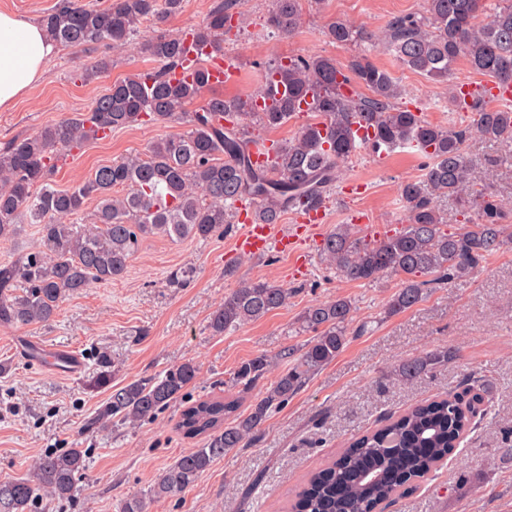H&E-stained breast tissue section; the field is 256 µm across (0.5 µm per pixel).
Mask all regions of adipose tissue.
I'll use <instances>...</instances> for the list:
<instances>
[{
    "label": "adipose tissue",
    "instance_id": "adipose-tissue-1",
    "mask_svg": "<svg viewBox=\"0 0 512 512\" xmlns=\"http://www.w3.org/2000/svg\"><path fill=\"white\" fill-rule=\"evenodd\" d=\"M57 46L43 27L0 11V108H8L42 78Z\"/></svg>",
    "mask_w": 512,
    "mask_h": 512
}]
</instances>
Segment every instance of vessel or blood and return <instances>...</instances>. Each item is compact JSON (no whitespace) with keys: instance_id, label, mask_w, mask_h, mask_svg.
Segmentation results:
<instances>
[{"instance_id":"vessel-or-blood-1","label":"vessel or blood","mask_w":512,"mask_h":512,"mask_svg":"<svg viewBox=\"0 0 512 512\" xmlns=\"http://www.w3.org/2000/svg\"><path fill=\"white\" fill-rule=\"evenodd\" d=\"M208 68L211 84L216 88L233 84L238 76L235 61L228 56L211 58ZM325 218L326 211L321 207L303 212L300 223L293 225L265 224L255 217H248L235 239V251L242 256H256L273 247L288 257L299 258L315 238ZM46 367L60 375L74 376L82 370L83 363L70 349L60 347L47 355Z\"/></svg>"}]
</instances>
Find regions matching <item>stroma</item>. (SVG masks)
<instances>
[{
    "label": "stroma",
    "instance_id": "obj_1",
    "mask_svg": "<svg viewBox=\"0 0 512 512\" xmlns=\"http://www.w3.org/2000/svg\"><path fill=\"white\" fill-rule=\"evenodd\" d=\"M424 7L425 0H303L300 27L283 39L264 26L270 0H241L243 23L224 48L237 60L239 78L222 93H252L261 83L260 63L274 55H326L347 65L352 51L327 37L331 21L380 31L393 17ZM98 57L95 51L60 49L36 87L0 111V144L88 111L114 82L153 66L143 53L114 52L97 79L78 80V69ZM371 57L397 77L404 90L400 107L444 127L469 123L446 93L451 84H484L466 57L457 59L444 84L403 67L386 51L372 50ZM186 129L183 122L135 126L87 142L60 163L54 183L70 188L99 166L144 154L157 138ZM422 166L410 149L383 157L361 150L342 166L327 202L325 231L359 214L365 217L357 226L361 234L380 238L398 231L405 222L401 186L419 178ZM240 231L233 224L205 241L146 238L122 278L66 298L48 324L0 326V363L8 367L0 374V480L30 476L44 454L81 448L89 468L74 496L44 499L40 512H121L127 498L146 492L164 468L199 446V439L174 428L184 406L226 395L245 360L303 346L307 338L296 332L302 310L345 297L353 305L350 340L336 360L275 411L247 446L228 452L191 490L155 501L148 512H286L301 479L336 458L352 439L473 376L486 385L482 423L433 479L415 482L384 512H512V461L500 454L512 443V243L488 255L470 278L437 286L414 307L390 316L386 305L401 286L399 277L373 283L336 277L315 245L303 269L271 249L245 257L233 275H225ZM255 279L291 290L287 305L212 335L209 316L225 293ZM365 324L370 331L363 335L359 329ZM57 347L82 354L79 375L59 377L44 368L43 353ZM447 348L456 352L454 362L412 382L395 376L402 361ZM188 359L198 367L196 380L153 420L91 428L113 386L164 373Z\"/></svg>",
    "mask_w": 512,
    "mask_h": 512
}]
</instances>
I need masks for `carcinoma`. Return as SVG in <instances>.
I'll return each mask as SVG.
<instances>
[{
    "label": "carcinoma",
    "mask_w": 512,
    "mask_h": 512,
    "mask_svg": "<svg viewBox=\"0 0 512 512\" xmlns=\"http://www.w3.org/2000/svg\"><path fill=\"white\" fill-rule=\"evenodd\" d=\"M237 2L222 0L183 35L158 31L141 39L140 51L156 68L113 83L88 111L17 135L0 148V245L13 240L23 224L36 225L38 232L35 246L0 266V326L50 321L65 297L122 276L149 236L204 240L224 233V225L235 222L239 201H251L266 224L281 223L289 212L319 207L327 202L340 166L363 148H413L425 159L421 176L402 187L407 219L399 231L369 239L342 224L320 249L327 267L349 281L403 277L387 315L418 304L433 282L470 276L503 244L501 221L509 204L477 185L475 164L462 144L473 134L511 141L512 108L487 106L479 90L472 93L470 105L455 86L448 99L471 113L470 124H432L396 106L398 81L361 52L345 69L322 55L275 56L265 63L259 88L244 97H205L211 87L204 54L198 55L189 79L173 80L171 73L187 68V42L224 52ZM301 2L272 0L267 24L278 36L289 37L299 28ZM181 7L182 0H113L102 9L83 0H57L41 25L61 47L115 50L139 36L143 23H162ZM483 10L484 0H425L423 12L388 23L383 47L405 68L435 81L448 80L464 55L488 80L512 82V0H501L498 10L481 22ZM327 35L345 48L374 40L367 30L341 20L329 24ZM109 65V56L103 55L81 67V77L88 82ZM358 86L370 95L357 94ZM192 104L196 108L190 111ZM305 110L316 121L280 143L267 166L253 165L254 148L265 142L256 132L277 129ZM359 119L373 126L372 140L355 137L352 125ZM172 120L188 123V131L153 141L145 156L102 165L68 189L51 183L60 159L87 141ZM442 197H453L462 210L476 212L479 222L464 232L443 229L437 207ZM90 200L95 201L91 226L74 223ZM287 301L288 289L279 284L244 281L224 295L208 328L222 335ZM351 317L352 304L345 298L307 306L299 317V330L311 333L304 348L285 346L273 357L260 353L233 372L230 383L236 392L184 407L176 427L186 437L202 438V446L181 454L147 493L127 499L122 512H147L151 502L185 493L225 453L244 447L273 412L343 352ZM454 357L450 349L426 352L400 364L397 376L413 381ZM281 363L285 368L265 396L241 410L245 394ZM197 373V365L187 360L162 375L114 387L92 425L152 420L182 395ZM483 392V384L467 383L356 438L339 458L303 481L288 512H375L448 460L480 422L475 404L483 402ZM85 469L80 448L41 456L31 476L0 480V512H34L44 494L71 498Z\"/></svg>",
    "instance_id": "carcinoma-1"
}]
</instances>
